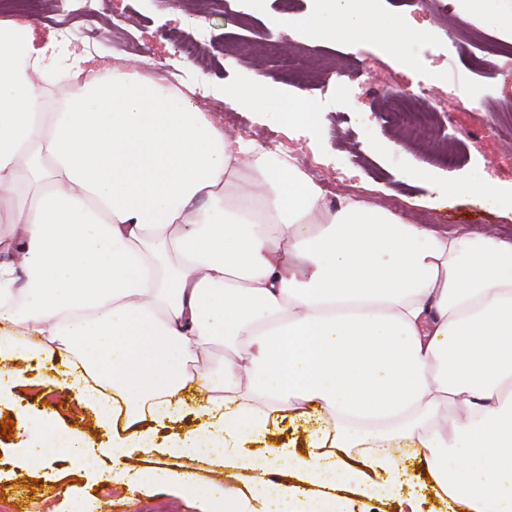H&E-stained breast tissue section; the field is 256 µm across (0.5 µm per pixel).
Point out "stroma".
<instances>
[{
    "label": "stroma",
    "instance_id": "1",
    "mask_svg": "<svg viewBox=\"0 0 512 512\" xmlns=\"http://www.w3.org/2000/svg\"><path fill=\"white\" fill-rule=\"evenodd\" d=\"M376 25L399 21L420 32L415 48L379 38L375 32L351 40L326 36L311 40L300 19L330 18L329 0H299L287 16L279 0H184L181 8L168 0H75L69 26L90 33L97 55L106 63H135L162 81L203 88L202 112L224 121L226 133L245 128L250 141L277 140L300 148L298 167L316 184L351 170L344 193L381 204L412 224H435L448 231L494 232L512 240V206L493 197L442 192L450 182L491 180L512 187V140L492 129L500 111L512 108V56L496 54L501 41L512 42V28L499 25L512 13V0H482L468 21L442 5L423 7L419 0H357ZM31 22L37 40L57 34L58 0H39V15L0 9V21ZM197 40L195 60L180 58L177 43ZM366 68L383 84L417 105L438 107L427 137L435 145L452 146L461 156L447 167L431 153L416 148L399 125L381 121L389 103L377 90L341 99L324 97L323 86L336 70ZM262 77L271 95L269 109L225 104V86H249ZM318 108V128L279 121L275 108L291 99ZM424 164L429 176L409 177L413 164ZM22 381L0 371V421L15 425L56 412V429L78 436L87 447H107L111 436L93 426L85 402L69 389L65 363L32 358L21 363ZM109 460L98 471L76 466L64 457L24 465L15 439L0 436V512H203L201 504L172 486L132 491L108 478Z\"/></svg>",
    "mask_w": 512,
    "mask_h": 512
}]
</instances>
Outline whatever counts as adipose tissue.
<instances>
[{"label": "adipose tissue", "mask_w": 512, "mask_h": 512, "mask_svg": "<svg viewBox=\"0 0 512 512\" xmlns=\"http://www.w3.org/2000/svg\"><path fill=\"white\" fill-rule=\"evenodd\" d=\"M82 72L0 23V198L33 189L0 230V355L69 360L98 427L118 407L137 439L55 444L47 413L29 462L105 456L206 512H349L336 489L423 512L412 457L460 512H512V243L355 196L328 208L296 165L139 67ZM189 390L213 432L157 444ZM276 414L315 428L257 456ZM153 450L225 479L133 465Z\"/></svg>", "instance_id": "obj_1"}]
</instances>
